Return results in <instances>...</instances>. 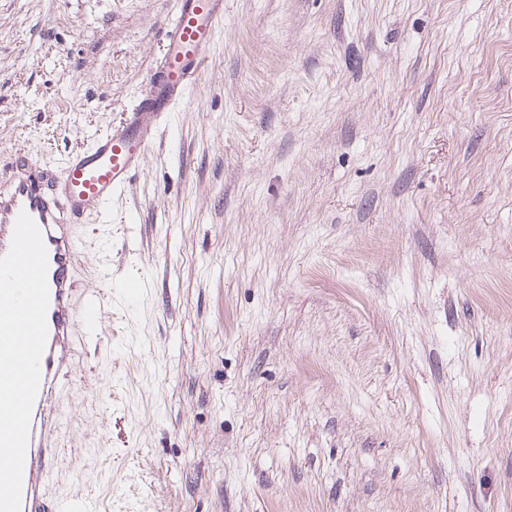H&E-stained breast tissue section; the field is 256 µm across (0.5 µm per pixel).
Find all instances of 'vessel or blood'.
I'll return each mask as SVG.
<instances>
[{
  "mask_svg": "<svg viewBox=\"0 0 512 512\" xmlns=\"http://www.w3.org/2000/svg\"><path fill=\"white\" fill-rule=\"evenodd\" d=\"M224 25V0H177L164 30L161 59L151 70L150 94L135 99L122 121L72 152L53 181L24 153H16L12 172L0 181V257L11 246L15 223L27 213L39 227L48 257L50 301L48 334L41 357V379L32 407L25 452L20 512H83L76 498L54 499L55 440L65 421L56 394L59 379L76 365L78 339L96 335L93 317L109 302L101 293L78 288L82 244L76 225L100 214L128 184L162 114L183 101L204 67L203 50Z\"/></svg>",
  "mask_w": 512,
  "mask_h": 512,
  "instance_id": "1",
  "label": "vessel or blood"
}]
</instances>
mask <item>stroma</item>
I'll return each mask as SVG.
<instances>
[{
    "mask_svg": "<svg viewBox=\"0 0 512 512\" xmlns=\"http://www.w3.org/2000/svg\"><path fill=\"white\" fill-rule=\"evenodd\" d=\"M175 0H0V176L148 92ZM77 233L99 335L53 495L512 512V0H224Z\"/></svg>",
    "mask_w": 512,
    "mask_h": 512,
    "instance_id": "stroma-1",
    "label": "stroma"
}]
</instances>
